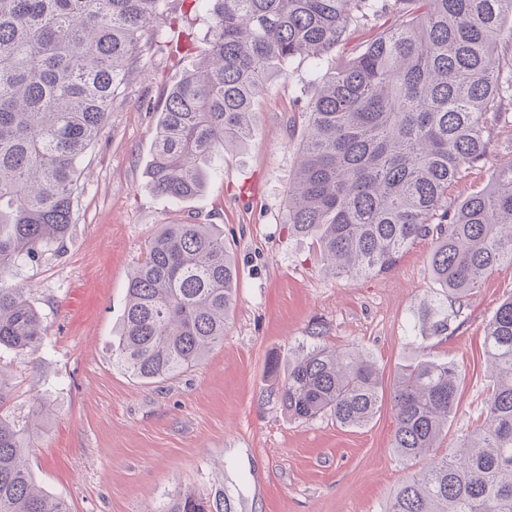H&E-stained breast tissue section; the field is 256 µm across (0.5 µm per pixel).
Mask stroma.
<instances>
[{
	"mask_svg": "<svg viewBox=\"0 0 512 512\" xmlns=\"http://www.w3.org/2000/svg\"><path fill=\"white\" fill-rule=\"evenodd\" d=\"M112 102L109 124L80 166L75 222L61 251L22 260L8 277L25 284L47 327L31 355L0 350L10 396L0 416L29 432L36 484L70 512H146L192 490L228 498L233 512H381L394 490L423 469L402 464L390 444L394 418L383 403L362 428L328 416L288 419L271 396L270 355L288 358L321 325L327 346H359L384 386L419 356L453 362L459 400L445 446L482 421L484 330L512 295V266L498 267L464 304L450 301L429 268L421 238L384 274L344 281L325 272L310 239L289 233L285 202L311 98L313 66L298 59L255 103L254 133L208 167L196 196L173 201L150 185L157 119L175 83L199 62L207 27L160 24ZM490 131L491 156L448 188L457 205L487 190L512 161V105ZM216 225L239 268L238 299L224 342L198 366L145 385L112 363L127 278L163 224ZM448 330L423 337L426 308Z\"/></svg>",
	"mask_w": 512,
	"mask_h": 512,
	"instance_id": "35a3bbf8",
	"label": "stroma"
}]
</instances>
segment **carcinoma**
I'll return each mask as SVG.
<instances>
[{"mask_svg":"<svg viewBox=\"0 0 512 512\" xmlns=\"http://www.w3.org/2000/svg\"><path fill=\"white\" fill-rule=\"evenodd\" d=\"M207 19L208 50L171 90L150 161L153 190L197 195L206 167L244 143L254 106L297 58L314 63L360 25L376 28L345 63L315 71L294 179L291 233L318 246L325 269L350 281L393 268L433 236L430 270L462 302L512 265V164L457 206L448 187L487 158L489 130L512 101V67L497 46L512 0H178ZM168 0H0V348L38 350L47 335L28 290L6 281L22 259L63 246L74 223L78 163L108 125L112 99L153 46ZM238 267L213 224H163L127 284L112 363L145 384L199 365L224 342ZM425 331L448 317L431 311ZM482 427L439 452L458 403V370L415 358L391 391V448L428 459L385 512H512V297L486 324ZM273 394L294 421L328 415L361 428L382 402V377L363 349L301 347ZM27 430L0 417V512H69L36 486ZM162 512H231L225 499L180 491Z\"/></svg>","mask_w":512,"mask_h":512,"instance_id":"obj_1","label":"carcinoma"}]
</instances>
